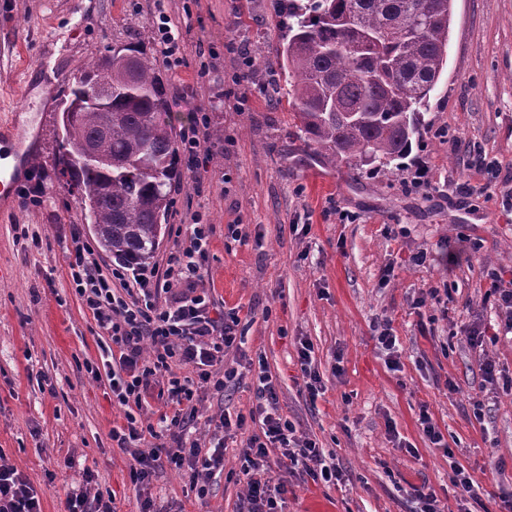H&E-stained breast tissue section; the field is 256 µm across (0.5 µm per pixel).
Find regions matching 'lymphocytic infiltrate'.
I'll return each instance as SVG.
<instances>
[{
	"instance_id": "1",
	"label": "lymphocytic infiltrate",
	"mask_w": 512,
	"mask_h": 512,
	"mask_svg": "<svg viewBox=\"0 0 512 512\" xmlns=\"http://www.w3.org/2000/svg\"><path fill=\"white\" fill-rule=\"evenodd\" d=\"M210 225L193 222L190 244L169 252L162 263L131 266L100 265L96 249L79 229L70 232L67 276L83 309L92 316L105 342V362L85 363L93 379L107 378L112 395L125 406V422L113 427L112 439L132 451L137 484L147 485L163 466L191 468V487L197 497L208 493L214 472L224 467V452L217 449L202 456L198 443L188 442L190 422L196 417L203 391H223L237 378L235 369L216 375L213 368L225 353L238 345L237 313L215 314L209 292L202 285L201 269L207 256ZM192 373L178 376V369ZM167 380L168 414L160 427L143 424L135 411L159 378ZM257 404L249 415L221 414L217 432L243 429L246 419L259 421L260 430L247 438L240 454V472L246 481L241 512H280L281 487L270 486L265 477L270 449H279L289 472L336 483L341 472L327 462L315 442L300 439L284 416L273 377L261 371L256 388ZM149 440V449L138 443ZM0 512H41L36 491L5 461H0Z\"/></svg>"
}]
</instances>
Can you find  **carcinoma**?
I'll return each instance as SVG.
<instances>
[{
	"label": "carcinoma",
	"instance_id": "1",
	"mask_svg": "<svg viewBox=\"0 0 512 512\" xmlns=\"http://www.w3.org/2000/svg\"><path fill=\"white\" fill-rule=\"evenodd\" d=\"M279 49L265 68L288 84L301 138L333 168L388 165L419 136L446 63L452 0H276ZM435 25L425 35L408 30ZM386 37L354 57L336 48ZM62 112L59 179L80 195L100 247L125 263L153 257L179 178L155 58L134 47L94 57ZM362 121L354 123L352 113Z\"/></svg>",
	"mask_w": 512,
	"mask_h": 512
}]
</instances>
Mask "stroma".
Instances as JSON below:
<instances>
[{"mask_svg": "<svg viewBox=\"0 0 512 512\" xmlns=\"http://www.w3.org/2000/svg\"><path fill=\"white\" fill-rule=\"evenodd\" d=\"M164 20L180 33L173 64L159 57ZM278 21L274 0H0V122L37 117L28 174L45 187L42 203L18 196L0 211V457L42 512H64L87 467L114 512H140L146 496L156 512H238L239 449L258 430L247 421L226 437L224 470L204 499L173 469L141 492L129 451L112 440L126 409L84 370L99 361L101 339L69 285L66 247L72 227L94 232L58 179L60 119L80 67L123 45L157 56L174 136L207 120L202 165L172 183L153 255L164 259L176 225L200 216L211 227L202 284L216 313L238 310L245 336L224 356L240 380L204 395L193 438L210 446L222 412L249 414L264 368L298 435L343 474L335 485L291 475L270 450L285 512H419L415 486L442 512H512V394L481 370L489 359L512 376V334L498 330L486 295L489 270L512 279V0H453L447 64L419 144L400 165L354 172L309 156L290 99L267 109L263 60ZM478 156L495 163L494 179L472 167ZM421 164L426 188L412 183ZM19 224L36 240L19 238ZM393 224L404 229L395 239L385 233ZM434 288L446 304L430 300ZM385 322L402 349L396 371L375 338ZM481 323L488 332L475 349L467 331ZM304 341L324 383L314 398L302 386ZM423 412L444 448L424 435ZM453 460L477 498L461 501Z\"/></svg>", "mask_w": 512, "mask_h": 512, "instance_id": "1", "label": "stroma"}]
</instances>
